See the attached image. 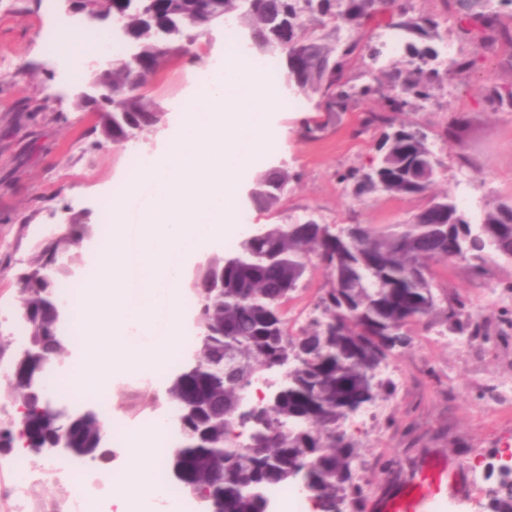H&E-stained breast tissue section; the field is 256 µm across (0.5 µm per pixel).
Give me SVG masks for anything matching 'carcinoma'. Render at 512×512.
I'll return each mask as SVG.
<instances>
[{
    "instance_id": "obj_1",
    "label": "carcinoma",
    "mask_w": 512,
    "mask_h": 512,
    "mask_svg": "<svg viewBox=\"0 0 512 512\" xmlns=\"http://www.w3.org/2000/svg\"><path fill=\"white\" fill-rule=\"evenodd\" d=\"M112 0V17L124 23L141 56L153 62L135 71L127 57L112 61L114 112L127 113L121 126L100 124L102 136L128 142L141 130L155 126L152 108L141 90L173 53L189 54L172 43L206 14L201 0H182L181 15L167 16L165 0ZM443 15L452 19L457 38L486 48L512 50V28L502 25L487 0H440ZM216 10L235 19L239 32H248L255 55L285 62L288 81L301 94L316 96L322 114L306 119L298 128L305 140H316L354 105L374 96L384 105L359 119L356 136L379 134L377 158L349 169L340 182L356 197L373 193L394 196H429L427 205L406 223L382 230L369 224H349L348 236L334 242L325 225L315 221L268 224L265 234L252 237L248 229L229 253H248L245 261L224 267V254L210 261L190 279L197 318L194 349L202 369L168 388V400L177 416L198 441L184 448L179 476L171 481L189 492L208 493L211 512H262V500L274 486L295 485V468L306 460L317 462L324 453L336 455V467L323 471L313 466L307 497L315 512H344L349 500L362 496L354 483L356 441L344 428L350 414L372 403L388 383L376 379V370L393 350L406 344L401 328L410 320L444 315L448 331L483 335L471 324L465 305L433 292L434 266L464 261L476 270L485 265L486 250L512 261V201L487 211L478 227L468 220L448 194L431 193L434 181L423 177L424 163L437 170L438 160L427 136L400 119L420 110L436 90L475 61L453 60L450 68L434 67L441 39L437 15L415 10L396 0H216ZM381 15L394 18L391 27L403 42V56L391 66L353 75L365 59L375 62L381 52L366 30ZM495 111L512 112V88H494L485 97ZM286 168L260 173V193L250 206L275 211L283 200L276 184L288 183ZM77 240L41 249L30 259L23 307L28 328L29 359L19 378L8 381L6 391L27 406L22 419H0V453L19 447L44 452L58 447L61 431L69 426L68 451L104 462L113 449L102 433L101 414L78 419L42 411L41 389L49 375L39 370L45 356L60 354L66 340L50 335V306L69 274L57 270L50 278L42 271L52 255H64ZM318 261L330 278L298 332L288 326L284 306L304 276L308 264ZM300 361L293 371L283 361L293 354ZM281 372L283 379L266 396L251 401L246 425L232 413L245 391ZM150 387L132 385L123 403L137 411L149 397ZM489 512H512V476L506 475L490 490Z\"/></svg>"
}]
</instances>
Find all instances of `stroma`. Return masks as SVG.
<instances>
[{
  "instance_id": "1",
  "label": "stroma",
  "mask_w": 512,
  "mask_h": 512,
  "mask_svg": "<svg viewBox=\"0 0 512 512\" xmlns=\"http://www.w3.org/2000/svg\"><path fill=\"white\" fill-rule=\"evenodd\" d=\"M83 16L66 13L63 0L46 12L42 0H0V61L12 65L0 72V343L16 347L15 311L19 304L18 274L39 243L44 225L60 226L68 216L85 213L89 223L108 227L102 203L113 198L132 173L131 152H160L180 119L173 104L186 103L194 92L192 75L223 58L227 45L220 25L194 30L192 57L175 55L148 84L146 92L164 113L163 126L144 131L118 147L101 141L99 116L93 105L82 104L72 92L68 58L48 60L43 51L47 32L89 30ZM457 54L475 58L476 66L458 78L452 94H441L408 119L428 135L440 162L433 193L460 199L458 174L468 168L477 177L475 198L464 212L479 223L485 212L501 201L512 200V112H492L483 92L489 86L512 85V53L457 44ZM285 70H278L271 85L281 101L270 123L274 134L267 150L247 171L252 184L256 172L285 164L297 178L279 212L251 211L252 226L294 223L312 218L322 224H370L386 228L411 219L427 203L423 197H354L338 180L339 172L366 164L375 143L355 137L358 112L341 114L317 140H303L297 129L315 116L317 102L299 98L285 104ZM447 137H439L441 128ZM467 166H460L459 156ZM486 274L469 264L436 266L434 292L460 299L472 320L480 322L490 340L472 339L469 350L459 351L440 341L448 326L442 316L416 319L404 326L408 338L385 366L392 372L390 387L374 406L380 414L365 423L349 418L345 427L357 440V477L366 483L364 503H371L404 479L429 453L438 451L469 466L483 462V488L475 499L459 504L456 512H488V490L501 478L497 456L504 442L512 443V415L498 410L496 385L512 377V364L500 356L512 350V333L504 334V320L512 319V262L489 259ZM329 279L321 266H310L292 294L287 318L292 330L305 323L320 289ZM494 289L497 299L485 298Z\"/></svg>"
}]
</instances>
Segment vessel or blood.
Masks as SVG:
<instances>
[{
  "mask_svg": "<svg viewBox=\"0 0 512 512\" xmlns=\"http://www.w3.org/2000/svg\"><path fill=\"white\" fill-rule=\"evenodd\" d=\"M467 492L461 468L450 466L446 457H427L401 485L375 503V512H433L443 496L462 497Z\"/></svg>",
  "mask_w": 512,
  "mask_h": 512,
  "instance_id": "b4317fda",
  "label": "vessel or blood"
}]
</instances>
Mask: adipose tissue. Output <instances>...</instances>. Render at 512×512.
Wrapping results in <instances>:
<instances>
[{"instance_id": "ef3b65f1", "label": "adipose tissue", "mask_w": 512, "mask_h": 512, "mask_svg": "<svg viewBox=\"0 0 512 512\" xmlns=\"http://www.w3.org/2000/svg\"><path fill=\"white\" fill-rule=\"evenodd\" d=\"M154 428L134 427L126 435L123 453L125 467L117 481L122 500H133L150 505L165 495L164 489L153 478L157 460L152 452Z\"/></svg>"}]
</instances>
